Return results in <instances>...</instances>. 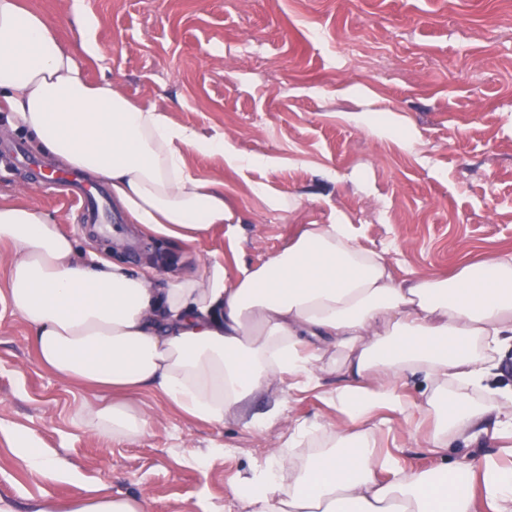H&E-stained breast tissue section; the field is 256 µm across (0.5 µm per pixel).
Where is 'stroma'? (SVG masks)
I'll list each match as a JSON object with an SVG mask.
<instances>
[{
    "label": "stroma",
    "mask_w": 512,
    "mask_h": 512,
    "mask_svg": "<svg viewBox=\"0 0 512 512\" xmlns=\"http://www.w3.org/2000/svg\"><path fill=\"white\" fill-rule=\"evenodd\" d=\"M96 19L101 60L89 80L111 78L249 157L243 168L192 152L204 178L222 182L242 230L189 246L148 235L122 240L82 230L59 187L0 168V195L37 204L93 250L140 267L170 260L204 275L229 273L285 248L307 224L351 225L384 253L397 277L447 273L491 248L512 250V0H81ZM371 56L369 69L356 55ZM412 130L403 147L398 129ZM290 200L274 209L273 198ZM0 280V499L31 512L48 493L67 500L100 487L144 497L148 512H222L230 484L282 447L296 423L336 421L321 390L284 391L283 415L255 433L234 421L192 419L154 392L138 396L153 418L133 443L98 435L78 412L90 391L39 366L31 331ZM431 423L399 416L374 432L379 453L406 468L436 467ZM34 439L51 470L27 467Z\"/></svg>",
    "instance_id": "35a3bbf8"
}]
</instances>
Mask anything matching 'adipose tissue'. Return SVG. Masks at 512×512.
Segmentation results:
<instances>
[{
  "mask_svg": "<svg viewBox=\"0 0 512 512\" xmlns=\"http://www.w3.org/2000/svg\"><path fill=\"white\" fill-rule=\"evenodd\" d=\"M75 45L21 0H0V122L26 133L49 157L106 183L128 223L191 245L215 227L236 240L224 185L201 178L189 151L242 157L220 138L173 122L132 100L111 79L90 82L83 58L100 59L98 24L71 6ZM0 244L10 249L6 298L32 329L41 367L71 385L113 393L84 404L82 422L134 442L151 428L133 400L151 389L194 419L235 420L255 432L282 412L299 382L340 379L326 396L344 419L297 424L231 487L239 512H512V469L469 455L430 471L379 456L369 431L378 410L433 418L428 442H478L489 427L512 431V386L492 385L512 344V255L490 252L448 275L396 278L384 254L361 246L347 224H309L288 246L228 277L213 261L204 276L161 263L138 268L91 253L31 204L0 201ZM422 376L425 408L400 390ZM274 397L265 419L253 406ZM323 448L303 467L291 451L308 438ZM32 512H146L143 498L44 495Z\"/></svg>",
  "mask_w": 512,
  "mask_h": 512,
  "instance_id": "ef3b65f1",
  "label": "adipose tissue"
}]
</instances>
